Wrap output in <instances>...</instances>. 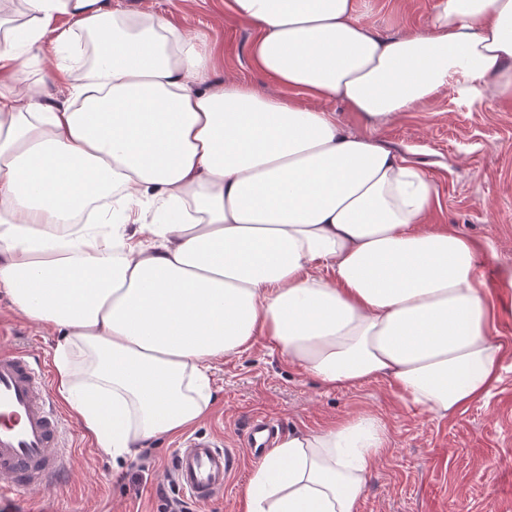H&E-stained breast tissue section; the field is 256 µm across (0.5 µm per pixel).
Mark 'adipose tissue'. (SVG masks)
Returning a JSON list of instances; mask_svg holds the SVG:
<instances>
[{"label":"adipose tissue","mask_w":512,"mask_h":512,"mask_svg":"<svg viewBox=\"0 0 512 512\" xmlns=\"http://www.w3.org/2000/svg\"><path fill=\"white\" fill-rule=\"evenodd\" d=\"M24 3L0 20V293L58 335V391L97 447L124 460L198 422L213 363L260 336L323 386L387 379L441 418L491 394L505 346L475 244L428 224L438 192L409 159L293 94L370 126L450 83L512 100V0H436L394 36L356 0H226L288 97L212 86L205 35L120 0ZM76 38L93 59L54 76L79 107L30 94L23 55ZM386 446L370 414L289 432L248 512H357ZM293 97L308 107H328L336 114L338 123L348 132L353 134L368 133L364 123L356 112H350L347 107L341 103L325 104L312 98L302 92H294Z\"/></svg>","instance_id":"adipose-tissue-1"}]
</instances>
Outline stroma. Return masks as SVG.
I'll return each instance as SVG.
<instances>
[{
  "mask_svg": "<svg viewBox=\"0 0 512 512\" xmlns=\"http://www.w3.org/2000/svg\"><path fill=\"white\" fill-rule=\"evenodd\" d=\"M131 10L159 14L185 35L205 33L216 50L212 82L247 84L260 95H287L254 70L248 50L254 31L231 13L225 0H123ZM436 0H357L367 27L386 35L420 30ZM384 145L403 152L436 184L439 205L431 221L470 238L480 252L486 289L498 307L496 330L512 345V101H470L453 85L441 87L413 111L374 131ZM56 336L17 314L0 294V346L34 350L52 360ZM213 402L192 426L196 435L220 437L238 448L248 422L261 415L281 434L317 430L369 413L380 419L387 449L369 474L358 512H512V354L490 397L440 418L401 401L379 379L331 389L289 364L264 340L239 355L217 360L210 371ZM75 449L65 480L41 493L54 512H162L165 499L180 498L171 479L177 442H146L147 457L113 463L86 436L82 422L66 425ZM256 466L241 456L222 499L192 504V512H247L241 494Z\"/></svg>",
  "mask_w": 512,
  "mask_h": 512,
  "instance_id": "1",
  "label": "stroma"
}]
</instances>
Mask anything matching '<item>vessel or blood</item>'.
<instances>
[{
    "label": "vessel or blood",
    "instance_id": "1",
    "mask_svg": "<svg viewBox=\"0 0 512 512\" xmlns=\"http://www.w3.org/2000/svg\"><path fill=\"white\" fill-rule=\"evenodd\" d=\"M275 428L249 424L243 447L256 456ZM72 448L64 416L49 390L45 367L26 349H0V512H17L21 492L40 493L67 474ZM239 464L237 454L215 437L194 435L171 458L178 489L200 503L224 495Z\"/></svg>",
    "mask_w": 512,
    "mask_h": 512
}]
</instances>
